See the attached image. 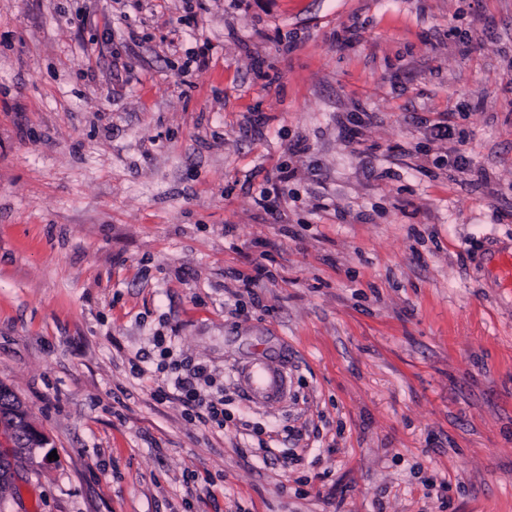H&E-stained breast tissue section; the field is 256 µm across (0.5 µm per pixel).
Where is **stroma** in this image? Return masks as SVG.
Returning a JSON list of instances; mask_svg holds the SVG:
<instances>
[{
    "mask_svg": "<svg viewBox=\"0 0 512 512\" xmlns=\"http://www.w3.org/2000/svg\"><path fill=\"white\" fill-rule=\"evenodd\" d=\"M133 3L0 0V384L48 439L0 512H512V0ZM158 336L268 451L153 397ZM237 377L242 391L253 403L279 399L288 389V375L283 367L265 360L240 368Z\"/></svg>",
    "mask_w": 512,
    "mask_h": 512,
    "instance_id": "1",
    "label": "stroma"
}]
</instances>
